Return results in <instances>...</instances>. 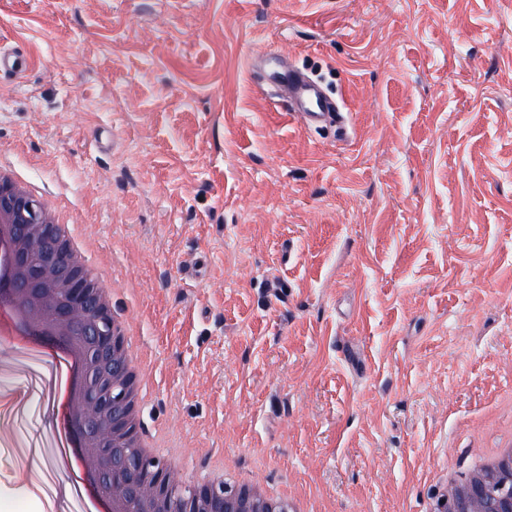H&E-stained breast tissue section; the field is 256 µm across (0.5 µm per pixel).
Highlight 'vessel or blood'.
<instances>
[{
  "label": "vessel or blood",
  "instance_id": "obj_1",
  "mask_svg": "<svg viewBox=\"0 0 512 512\" xmlns=\"http://www.w3.org/2000/svg\"><path fill=\"white\" fill-rule=\"evenodd\" d=\"M270 63L274 72L266 85L276 99L286 105L289 112L306 128L334 127L339 133H346L348 117L336 98L326 93L321 83L294 68L287 57L274 50L252 55L249 64L257 66ZM30 66L25 54L0 49V74H20Z\"/></svg>",
  "mask_w": 512,
  "mask_h": 512
}]
</instances>
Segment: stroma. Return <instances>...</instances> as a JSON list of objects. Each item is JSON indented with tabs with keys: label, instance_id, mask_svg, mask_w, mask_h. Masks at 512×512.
I'll return each instance as SVG.
<instances>
[{
	"label": "stroma",
	"instance_id": "35a3bbf8",
	"mask_svg": "<svg viewBox=\"0 0 512 512\" xmlns=\"http://www.w3.org/2000/svg\"><path fill=\"white\" fill-rule=\"evenodd\" d=\"M321 78L303 130L247 66ZM0 161L77 222L145 359L146 427L309 512H425L512 432V0H0ZM0 348V393L38 377ZM55 465L38 395L0 418ZM30 66L29 58L23 53L0 48V74L10 72L20 74ZM250 68L273 63V75L268 74L267 90L286 105L289 112L306 128L332 126L340 134L348 129L347 113L342 104L326 93L321 83L294 68L288 58L269 49L262 54L250 53Z\"/></svg>",
	"mask_w": 512,
	"mask_h": 512
}]
</instances>
